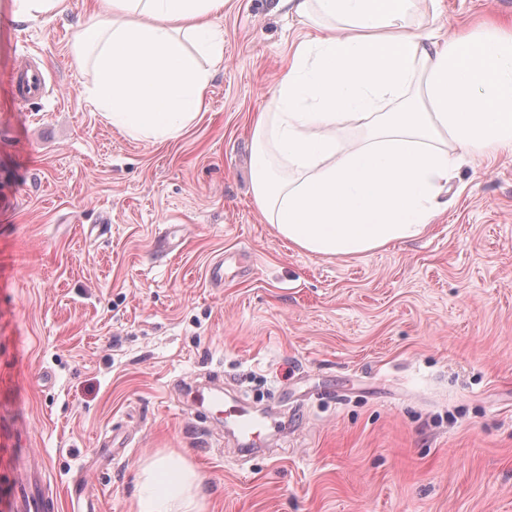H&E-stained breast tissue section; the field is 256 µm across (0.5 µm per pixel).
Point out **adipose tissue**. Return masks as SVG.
Listing matches in <instances>:
<instances>
[{
	"label": "adipose tissue",
	"instance_id": "1",
	"mask_svg": "<svg viewBox=\"0 0 512 512\" xmlns=\"http://www.w3.org/2000/svg\"><path fill=\"white\" fill-rule=\"evenodd\" d=\"M279 4L324 22L296 46L254 128L255 201L296 247L336 257L419 237L448 207L446 143L512 153V24L440 42L410 24L413 0ZM223 15L224 0H96L73 47L90 57L87 96L101 117L133 138L178 137L224 63ZM342 119L367 138L341 145ZM138 477L136 512H204L200 477L182 455L154 456Z\"/></svg>",
	"mask_w": 512,
	"mask_h": 512
}]
</instances>
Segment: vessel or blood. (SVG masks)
I'll use <instances>...</instances> for the list:
<instances>
[{"instance_id": "1", "label": "vessel or blood", "mask_w": 512, "mask_h": 512, "mask_svg": "<svg viewBox=\"0 0 512 512\" xmlns=\"http://www.w3.org/2000/svg\"><path fill=\"white\" fill-rule=\"evenodd\" d=\"M15 100L25 103L42 95L45 77L40 68L31 67L17 73L12 83ZM197 403L207 404L223 416L227 430L237 432L240 446L252 449L264 446L270 426L266 417L254 416L249 407L226 404L222 398L197 395ZM9 466L21 477L10 493L0 495V512H57L59 503L42 494L40 484L46 469L44 461L32 449L16 448L8 454Z\"/></svg>"}]
</instances>
